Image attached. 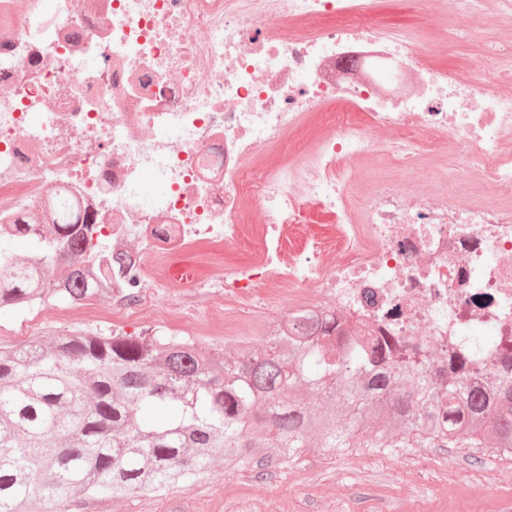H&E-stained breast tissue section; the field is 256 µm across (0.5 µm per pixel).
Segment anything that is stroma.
<instances>
[{"label": "stroma", "mask_w": 512, "mask_h": 512, "mask_svg": "<svg viewBox=\"0 0 512 512\" xmlns=\"http://www.w3.org/2000/svg\"><path fill=\"white\" fill-rule=\"evenodd\" d=\"M378 22L390 31L427 20L409 0H379ZM245 252L204 244L173 258L172 274L192 267L207 276L213 264L244 263ZM99 311L71 324L54 304L42 310L40 337L86 331L112 334ZM64 512H512V456L491 448H353L343 456L312 449L261 473L211 462L190 483L157 493L64 502Z\"/></svg>", "instance_id": "obj_1"}]
</instances>
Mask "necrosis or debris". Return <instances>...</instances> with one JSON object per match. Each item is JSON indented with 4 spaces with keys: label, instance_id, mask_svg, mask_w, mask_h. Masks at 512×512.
I'll return each mask as SVG.
<instances>
[{
    "label": "necrosis or debris",
    "instance_id": "obj_1",
    "mask_svg": "<svg viewBox=\"0 0 512 512\" xmlns=\"http://www.w3.org/2000/svg\"><path fill=\"white\" fill-rule=\"evenodd\" d=\"M426 1L459 28L387 34L377 0H0V229L56 223L67 201L134 263L107 296L118 323L162 297L181 334L260 354L289 320L337 313L349 331L499 374L512 203L483 197L512 200V42L487 15L494 3L511 22L512 0H412ZM463 41L473 64L454 76L421 51ZM330 107L300 160L263 166ZM365 156L401 175L355 205ZM147 171L165 188L145 204ZM307 210L335 216L329 242ZM202 242L249 258L172 277L171 259Z\"/></svg>",
    "mask_w": 512,
    "mask_h": 512
}]
</instances>
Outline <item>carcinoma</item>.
Listing matches in <instances>:
<instances>
[{
    "instance_id": "cac0c4a2",
    "label": "carcinoma",
    "mask_w": 512,
    "mask_h": 512,
    "mask_svg": "<svg viewBox=\"0 0 512 512\" xmlns=\"http://www.w3.org/2000/svg\"><path fill=\"white\" fill-rule=\"evenodd\" d=\"M112 257L63 218L0 235V310L105 295ZM206 354L167 334L73 332L0 347V512L77 495L122 498L309 449L512 453V358L480 377L454 352L354 336Z\"/></svg>"
}]
</instances>
